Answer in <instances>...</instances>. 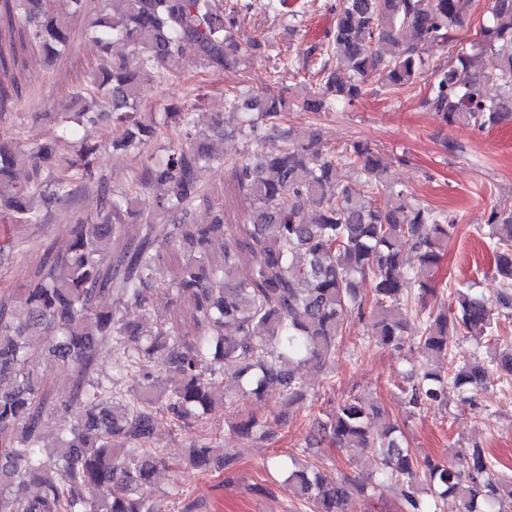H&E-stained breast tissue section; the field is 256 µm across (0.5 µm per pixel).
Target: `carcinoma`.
<instances>
[{
    "label": "carcinoma",
    "mask_w": 512,
    "mask_h": 512,
    "mask_svg": "<svg viewBox=\"0 0 512 512\" xmlns=\"http://www.w3.org/2000/svg\"><path fill=\"white\" fill-rule=\"evenodd\" d=\"M472 4L336 0L326 39L307 51L320 67L303 111L353 103L369 81L393 96L427 73L425 105L445 124L485 130L512 122V0H488L480 44L490 73L432 66L419 50L421 42L447 47ZM239 26L237 6L224 0H0V102L17 110L0 134V223L42 224L54 206L74 208L90 192L101 200L97 214H78L68 237L45 248L19 298L0 297V512H166L165 499L140 494L160 464L158 415L191 426L222 393L235 409L228 428L261 438L268 420L245 404L273 388L290 406L307 400L300 371L333 361L354 317L380 346L397 348L414 332L423 357L407 390L415 409L447 405L450 386L474 405L468 394L484 386L490 365L512 379V339L498 335L499 318L512 316V206H492L485 224L504 282L497 302L458 288L448 311L410 313L412 297L433 291L455 221L393 182L388 155L367 144L338 152L318 131L296 142L283 126V99L270 93L277 67L266 89L224 97L225 115L256 145L224 159L249 203L247 222L226 224L221 210L210 223L187 222L198 206L214 207L197 177L217 159L193 119L198 86L161 112L142 90L168 84L169 63L186 53L205 72L242 65L260 44L238 41ZM408 32L416 42L404 41ZM78 35L95 62L69 90L49 136L28 145L19 112L23 57L38 50L54 62ZM334 58L347 77L329 69ZM491 78L494 98L484 91ZM90 127L100 141L88 140ZM161 138L163 154H144ZM109 147L130 152L133 164L126 184L107 190L95 167ZM340 167L350 180L338 179ZM154 186L162 189L154 213L139 236L122 238L128 218L141 216L136 201ZM408 245L419 261L410 275L402 272ZM169 248L176 268L160 281L156 267ZM367 280L369 297L359 288ZM159 293L187 306L184 319L154 303ZM460 336L493 343L489 364L454 365ZM104 345L122 358L107 381L94 377ZM42 356L71 370L69 399H54L37 366ZM124 373L138 379L132 394L120 388ZM379 412L365 397L346 399L317 421L319 441L368 468L369 478L392 481L407 512L512 508V475L498 472L484 449L466 448L453 463L420 462L398 426L372 425ZM49 415L60 422L51 442L42 433ZM186 461L207 472L213 464L232 469L237 458L204 437ZM275 466L289 497L310 512H354L356 479L328 482L317 468Z\"/></svg>",
    "instance_id": "carcinoma-1"
}]
</instances>
